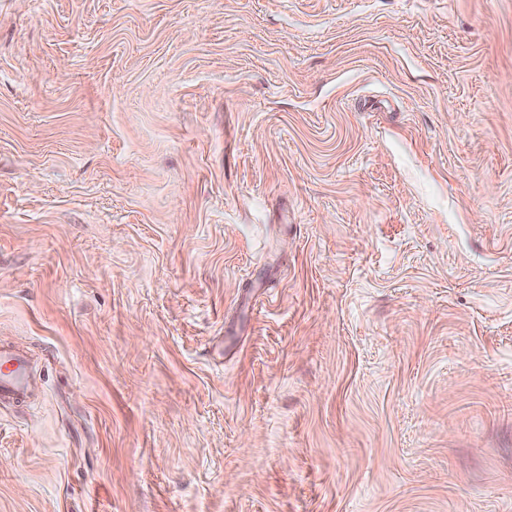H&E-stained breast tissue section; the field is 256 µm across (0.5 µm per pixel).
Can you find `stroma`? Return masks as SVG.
<instances>
[{
  "instance_id": "stroma-1",
  "label": "stroma",
  "mask_w": 512,
  "mask_h": 512,
  "mask_svg": "<svg viewBox=\"0 0 512 512\" xmlns=\"http://www.w3.org/2000/svg\"><path fill=\"white\" fill-rule=\"evenodd\" d=\"M0 512H512V0H0ZM27 360L14 352L0 349V400H21L28 387Z\"/></svg>"
}]
</instances>
